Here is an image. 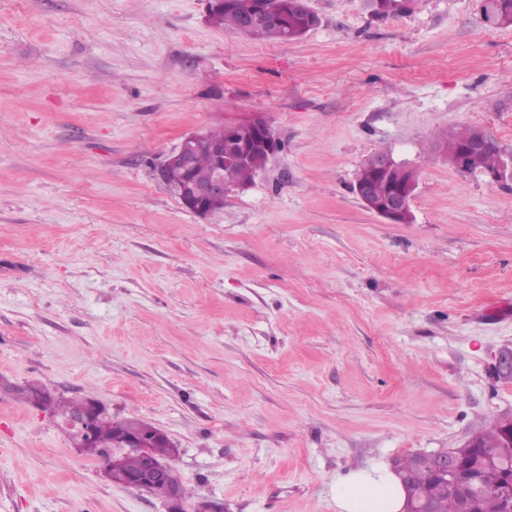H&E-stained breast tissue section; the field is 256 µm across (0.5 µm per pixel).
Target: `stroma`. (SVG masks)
I'll list each match as a JSON object with an SVG mask.
<instances>
[{"instance_id":"obj_1","label":"stroma","mask_w":512,"mask_h":512,"mask_svg":"<svg viewBox=\"0 0 512 512\" xmlns=\"http://www.w3.org/2000/svg\"><path fill=\"white\" fill-rule=\"evenodd\" d=\"M264 41L207 0H0V380L164 431L187 508L336 512L337 478L512 417V27L477 0H307ZM261 112L284 148L202 219L157 175L184 135ZM384 152L413 218L353 190ZM0 392V512H167ZM476 136V129L475 128H462V129H452L449 130L447 133L438 135L434 147L432 149L436 150L437 143L446 141L448 142V147H451L454 149L456 146H461L464 144L469 143L472 141ZM494 144L492 140H490L483 132L482 130L478 132V135L476 136V140L470 144V149L478 151L486 146L484 150H481L475 154H472L469 156L466 160V165L463 168V171L467 173H483L486 175H489L494 180H504V179H510L512 180V154L507 156L506 158H502L501 163V156L499 153V150L497 146L491 145ZM490 145V146H489ZM448 147L443 146L439 151L438 154L443 156L448 160ZM452 157L448 160V163L453 166L452 163ZM501 164V166H500ZM500 166V167H499ZM499 167V168H498ZM495 172H486V171H493ZM486 172V173H484Z\"/></svg>"}]
</instances>
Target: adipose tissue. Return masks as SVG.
Masks as SVG:
<instances>
[{"mask_svg": "<svg viewBox=\"0 0 512 512\" xmlns=\"http://www.w3.org/2000/svg\"><path fill=\"white\" fill-rule=\"evenodd\" d=\"M337 512H400L398 478L383 468L360 469L337 479L332 489Z\"/></svg>", "mask_w": 512, "mask_h": 512, "instance_id": "obj_1", "label": "adipose tissue"}]
</instances>
